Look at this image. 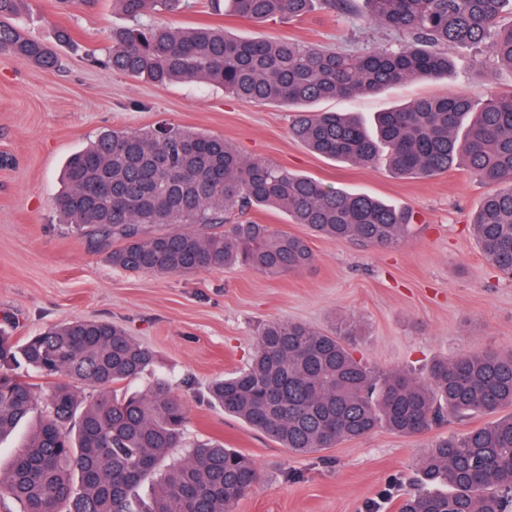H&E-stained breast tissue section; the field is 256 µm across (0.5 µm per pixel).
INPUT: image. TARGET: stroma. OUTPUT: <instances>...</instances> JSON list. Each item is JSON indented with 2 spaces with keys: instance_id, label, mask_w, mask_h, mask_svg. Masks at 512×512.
Instances as JSON below:
<instances>
[{
  "instance_id": "stroma-1",
  "label": "stroma",
  "mask_w": 512,
  "mask_h": 512,
  "mask_svg": "<svg viewBox=\"0 0 512 512\" xmlns=\"http://www.w3.org/2000/svg\"><path fill=\"white\" fill-rule=\"evenodd\" d=\"M318 10L298 22L253 23L209 0H188L176 14L150 21L181 29L220 26L244 39L293 38L342 52H364L405 41L402 32ZM13 22L55 42L67 28L71 43L56 44L62 64L43 70L0 55V329L22 341L73 320L107 321L150 347V371L128 383L146 390L158 377L171 382L188 423L182 447L207 439L248 455L262 474L233 512H398L419 458L439 438L484 425L473 414L418 437L380 427L311 456H295L206 400L210 381L245 365L261 327L296 321L320 330L355 319L356 354L381 370L425 376L437 359L492 348L512 352V280L485 259L470 228L471 214L489 191L461 167L432 178H400L385 162L338 163L311 152L289 134L287 107L239 100L194 82L158 86L91 62L104 55L113 31L132 26L104 0L100 10L62 13L54 0H33ZM448 76L410 80L380 95L317 103L321 112L364 118L430 96L463 93L480 102L512 93V71L493 69L491 57L467 46L449 48ZM160 122L219 135L245 157L262 159L325 186L365 193L410 210L413 219L397 245L373 249L312 235L282 210H251L249 219L307 238L313 268L270 276L244 267L188 276L129 273L61 223L53 200L65 161L106 129L136 131Z\"/></svg>"
}]
</instances>
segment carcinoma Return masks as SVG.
I'll use <instances>...</instances> for the list:
<instances>
[{
    "label": "carcinoma",
    "instance_id": "carcinoma-1",
    "mask_svg": "<svg viewBox=\"0 0 512 512\" xmlns=\"http://www.w3.org/2000/svg\"><path fill=\"white\" fill-rule=\"evenodd\" d=\"M257 24L297 21L315 5L351 13V0H210ZM101 0H55L63 12H93ZM367 24L407 33L396 47L346 54L299 40L241 39L219 27L145 25L151 14L180 12L185 0H112L136 21L112 33V49L89 57L110 71L164 85L196 82L237 99L297 108L291 136L327 159L372 166L385 158L398 175L433 177L460 163L492 186L472 218L482 253L512 278V93L475 103L465 94L424 98L381 112L367 129L345 112L310 109L327 99L379 94L409 79L448 75V46H486L512 71V25L497 19L512 0H366ZM25 0H0V52L23 64L55 69L47 43L11 23ZM112 181V207L98 203L94 185ZM55 199L62 223L107 250L113 266L130 272L183 275L241 264L270 275L311 268L305 238L242 220L232 210L278 208L295 224L338 244L389 247L412 215L365 194L328 187L261 159L243 157L221 136L167 124L102 132L74 153ZM190 224L199 228L191 230ZM352 320L331 332L271 321L241 369L213 380L207 401L255 428L292 454L310 455L358 439L383 425L402 436L473 413L491 418L440 440L416 469V490L399 512H509L512 506V353L494 349L437 360L422 380L404 370L381 371L349 348ZM23 361L50 380L43 398L22 376L0 371V437L37 415L30 442L0 470V495L23 512H232L259 478L253 460L220 441L186 449L185 406L171 385L156 380L143 393L117 387L138 378L153 352L118 326L68 321L23 343L0 334V366ZM89 389L83 394L79 387ZM159 474L145 502L136 488ZM437 485L451 491L438 493Z\"/></svg>",
    "mask_w": 512,
    "mask_h": 512
}]
</instances>
